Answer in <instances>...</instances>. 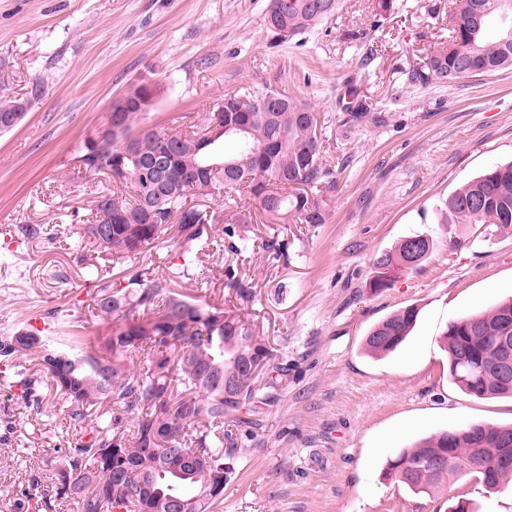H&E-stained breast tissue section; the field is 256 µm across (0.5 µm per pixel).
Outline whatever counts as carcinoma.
Returning a JSON list of instances; mask_svg holds the SVG:
<instances>
[{
  "label": "carcinoma",
  "instance_id": "carcinoma-1",
  "mask_svg": "<svg viewBox=\"0 0 512 512\" xmlns=\"http://www.w3.org/2000/svg\"><path fill=\"white\" fill-rule=\"evenodd\" d=\"M340 0H270L266 17L271 40L278 30L293 38L312 30L336 12ZM454 17L448 49L432 55L427 71L412 78L454 81L472 74L512 69V0H451ZM498 28L496 36L489 30ZM153 90L139 86L127 93L120 120V138L136 140L150 156L169 161L174 180L153 214L140 195L149 177L140 163L112 146V156L76 157L78 172L94 180L112 165V190L97 193L92 211H112V223L82 225L88 239L112 266L121 267L127 284L120 288L88 268V306L106 318L128 317L94 341L71 336L57 341L52 329L65 323L73 308L54 309L44 327L29 323L0 332V364L13 369L27 358L35 371L18 373L25 407L40 411L43 399L36 385L46 380L78 434L74 447L62 455L44 507L58 499H77L79 512H167L166 502L180 496L191 512H209L224 495L235 474V441L224 420L244 404H267L282 386L287 370L268 373L258 388L248 371H238L237 398H224V374L246 360L271 356L244 321L224 307L201 302L178 290L190 278L199 254L217 242L220 230L233 254L255 249L240 231L246 224H324L328 212L317 197L333 169L323 152V124L307 102L270 89H247L224 95V123L247 126L248 144L232 135L205 142L198 131L157 129L140 140L142 121ZM201 163L209 169L193 177L183 172ZM224 190V203L211 210L188 205V196L207 186ZM247 190L255 207L235 194ZM441 224H490L512 231V162L494 166L450 195L438 209ZM24 239L53 242L57 234L45 224H20ZM414 255L403 240L393 253L376 261L372 287L387 288L395 275L418 267L434 243ZM180 248L181 261L160 277L144 283L142 274L124 264L158 244ZM226 287L241 301L254 296L253 285L227 271ZM150 311L133 318L139 309ZM416 311H403L377 323L365 343L374 353L395 350L416 322ZM512 342V298L490 309L458 318L443 335L448 348V375L463 392L477 398L512 397V376L498 372L500 339ZM234 348L224 360V345ZM476 473L489 489L512 485V424L468 425L419 440L387 462L386 477L416 494L427 493L449 477Z\"/></svg>",
  "mask_w": 512,
  "mask_h": 512
}]
</instances>
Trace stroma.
<instances>
[{
    "label": "stroma",
    "mask_w": 512,
    "mask_h": 512,
    "mask_svg": "<svg viewBox=\"0 0 512 512\" xmlns=\"http://www.w3.org/2000/svg\"><path fill=\"white\" fill-rule=\"evenodd\" d=\"M449 0H341L313 32L275 43L268 0H0V81L26 96L21 123L0 133V331L79 303L61 336L109 333L81 306L87 263L79 233L55 243L21 242L19 224H54L62 206L86 208L91 184L75 158L108 106L142 78L158 80L151 127L203 120L224 95L268 87L305 98L325 120L332 183L319 197L324 224H283L279 259L268 253L210 252L192 297L248 321L288 371L270 403L245 405L236 432V474L213 512H512V489L486 488L478 475L412 493L387 479V459L417 439L469 424L512 423V399L465 394L448 376L443 334L456 318L512 297V233L486 224L445 226L437 208L485 170L512 161V70L448 83L415 81L428 56L448 44ZM370 114L352 117L354 103ZM434 243L430 257L391 287L370 286L374 263L406 237ZM252 282L241 302L226 268ZM407 307L418 312L393 353L368 352L371 328ZM0 378V442L8 450L0 493L11 512L30 470L52 469L42 444L54 429L59 449L77 436L43 387L42 413L17 400Z\"/></svg>",
    "instance_id": "1"
}]
</instances>
